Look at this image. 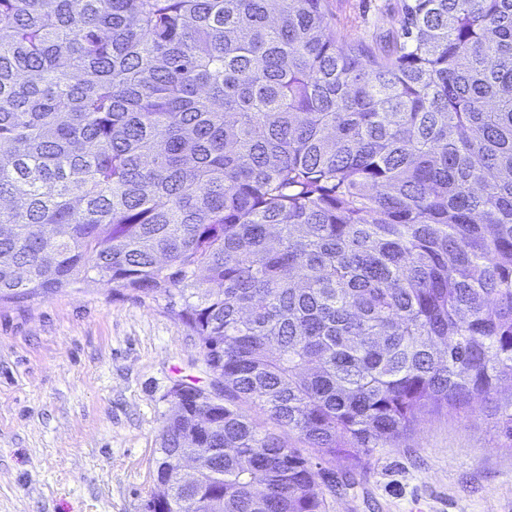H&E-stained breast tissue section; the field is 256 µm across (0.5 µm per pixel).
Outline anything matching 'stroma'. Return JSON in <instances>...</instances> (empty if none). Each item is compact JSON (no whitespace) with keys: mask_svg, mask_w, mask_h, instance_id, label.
<instances>
[{"mask_svg":"<svg viewBox=\"0 0 512 512\" xmlns=\"http://www.w3.org/2000/svg\"><path fill=\"white\" fill-rule=\"evenodd\" d=\"M402 0H330L344 43L392 50ZM197 337L164 301L92 283L0 302V512H143L176 383L209 386ZM512 384L373 449L352 487L345 461L329 512H512Z\"/></svg>","mask_w":512,"mask_h":512,"instance_id":"stroma-1","label":"stroma"}]
</instances>
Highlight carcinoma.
I'll list each match as a JSON object with an SVG mask.
<instances>
[{"instance_id": "1", "label": "carcinoma", "mask_w": 512, "mask_h": 512, "mask_svg": "<svg viewBox=\"0 0 512 512\" xmlns=\"http://www.w3.org/2000/svg\"><path fill=\"white\" fill-rule=\"evenodd\" d=\"M328 9L0 0V301L98 283L198 338L176 512H327L325 465L512 382V0H403L385 56Z\"/></svg>"}]
</instances>
